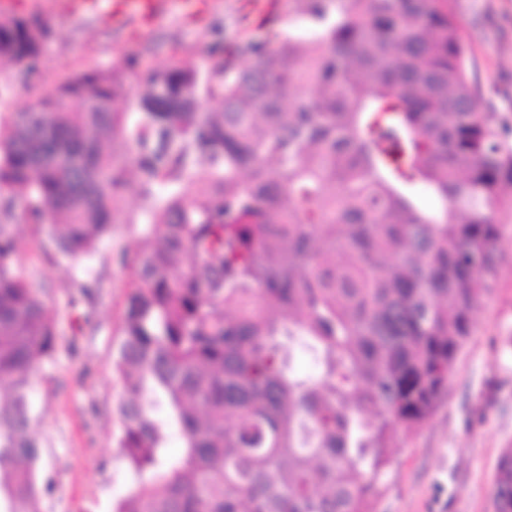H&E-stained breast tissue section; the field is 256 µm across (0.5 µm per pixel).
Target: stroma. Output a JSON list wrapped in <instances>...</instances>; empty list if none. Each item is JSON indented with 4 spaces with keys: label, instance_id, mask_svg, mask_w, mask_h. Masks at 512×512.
Masks as SVG:
<instances>
[{
    "label": "stroma",
    "instance_id": "35a3bbf8",
    "mask_svg": "<svg viewBox=\"0 0 512 512\" xmlns=\"http://www.w3.org/2000/svg\"><path fill=\"white\" fill-rule=\"evenodd\" d=\"M60 0H15L21 14L41 13L54 31L42 63V82H26L14 65L0 62V80L15 88L13 109L35 103L43 84L94 65L120 63L139 53L155 66L200 67L213 28L231 46L265 34L268 14L281 31L294 30L296 0H208L198 17L172 12L140 36H130L103 15L71 17ZM480 84L482 111L512 125V0H457ZM16 264L33 287L47 289L61 330L52 362L36 374L31 396L43 443L42 470L56 480L44 512H112L127 490V462L117 446L113 407L121 384L113 368L130 271L117 249L135 251L139 224H116L93 263L101 274L95 326L76 329L68 305L71 282L63 268L43 262L26 225H18ZM512 446V223L504 224L496 278L474 314L473 333L448 381V395L430 421L398 448L375 512H493L490 490L499 456Z\"/></svg>",
    "mask_w": 512,
    "mask_h": 512
}]
</instances>
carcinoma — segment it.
<instances>
[{
	"label": "carcinoma",
	"mask_w": 512,
	"mask_h": 512,
	"mask_svg": "<svg viewBox=\"0 0 512 512\" xmlns=\"http://www.w3.org/2000/svg\"><path fill=\"white\" fill-rule=\"evenodd\" d=\"M300 13L311 32L277 18L202 68L92 66L24 111L0 82V512L52 491L30 390L59 332L16 267L20 222L68 262L79 329L99 289L80 264L147 224L113 361L130 485L112 512H374L397 440L435 413L512 221V131L479 110L457 0ZM51 37L0 14V60L28 79ZM491 500L512 512V448Z\"/></svg>",
	"instance_id": "cac0c4a2"
}]
</instances>
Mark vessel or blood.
Wrapping results in <instances>:
<instances>
[{
    "label": "vessel or blood",
    "mask_w": 512,
    "mask_h": 512,
    "mask_svg": "<svg viewBox=\"0 0 512 512\" xmlns=\"http://www.w3.org/2000/svg\"><path fill=\"white\" fill-rule=\"evenodd\" d=\"M170 5V0H64V8L73 16L105 14L115 26L133 31L152 28Z\"/></svg>",
    "instance_id": "obj_1"
}]
</instances>
